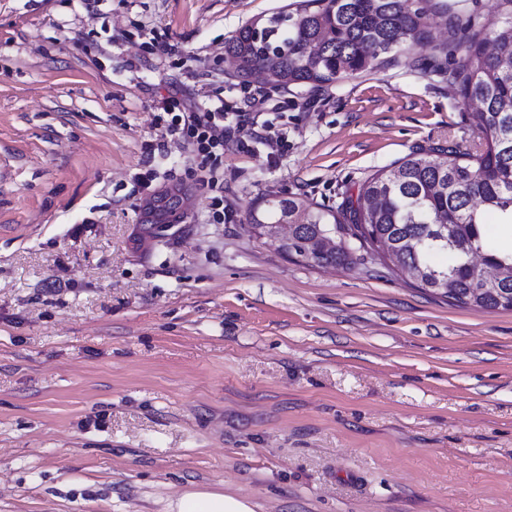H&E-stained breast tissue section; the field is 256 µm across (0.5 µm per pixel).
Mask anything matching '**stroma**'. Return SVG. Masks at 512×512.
<instances>
[{
    "mask_svg": "<svg viewBox=\"0 0 512 512\" xmlns=\"http://www.w3.org/2000/svg\"><path fill=\"white\" fill-rule=\"evenodd\" d=\"M299 0H0V512H512V310L459 307L354 249L286 257L268 194L338 210L416 151H475L419 44L319 88L254 84L286 142L224 144V223L161 98L239 101L224 41ZM184 217L144 235L158 190ZM253 502L223 492L199 488L183 493L171 502L170 512H255Z\"/></svg>",
    "mask_w": 512,
    "mask_h": 512,
    "instance_id": "stroma-1",
    "label": "stroma"
}]
</instances>
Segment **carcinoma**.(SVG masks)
Returning <instances> with one entry per match:
<instances>
[{
    "label": "carcinoma",
    "instance_id": "obj_1",
    "mask_svg": "<svg viewBox=\"0 0 512 512\" xmlns=\"http://www.w3.org/2000/svg\"><path fill=\"white\" fill-rule=\"evenodd\" d=\"M434 14L448 31L434 45L436 54L459 56L449 79L464 99L480 104L482 150L450 148L439 160L414 152L364 181L360 195L370 205L356 208L348 200L337 212H324L301 197L270 194L249 210L247 221L260 236L274 224L296 225L285 253L318 266L345 264L353 237L364 249L387 240L390 262L417 272L418 288L445 281L454 305L512 310V277L476 300L479 274L470 266V253L478 251L489 263L512 268V252L488 246L483 220L493 210L512 225V20H488L469 36V21L446 3L429 8L427 0H304L293 11L237 29L224 41V57L243 84L269 74L282 88L322 87L432 41ZM181 201L175 191L148 201L152 226L179 223ZM330 224L336 225V247L319 249ZM434 253H447L452 262L436 265Z\"/></svg>",
    "mask_w": 512,
    "mask_h": 512
}]
</instances>
